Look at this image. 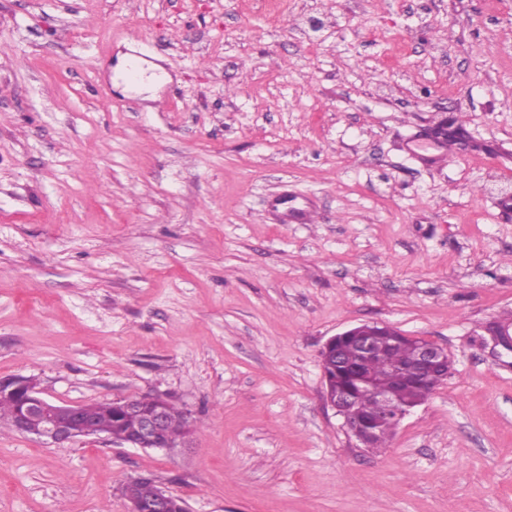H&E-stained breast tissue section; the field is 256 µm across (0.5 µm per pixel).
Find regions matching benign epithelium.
Here are the masks:
<instances>
[{
	"instance_id": "obj_1",
	"label": "benign epithelium",
	"mask_w": 512,
	"mask_h": 512,
	"mask_svg": "<svg viewBox=\"0 0 512 512\" xmlns=\"http://www.w3.org/2000/svg\"><path fill=\"white\" fill-rule=\"evenodd\" d=\"M387 337L394 345H406L413 349L415 373L421 378L424 396L400 404L392 395L357 374H349L343 368L341 349L346 343L353 345L363 358L378 354V341ZM334 358L335 376L322 372L326 399L340 415L347 430L366 448L375 444L372 422L363 418L357 407L360 390L369 391L372 399L383 406L380 417L399 425L410 411L426 400L436 388L438 378H447L452 361L448 351L419 336L395 332L392 327L372 322L347 329L331 337L324 346L321 366ZM0 395L12 398L16 403L14 426L18 433L46 444L60 447L84 438H103L124 446L159 449L172 452L186 447L188 427H174L168 417V400L159 396H141L116 400L118 411L135 422L132 433L114 432L100 425L97 418L82 404H57L42 395L35 380L14 377L0 380ZM129 512H172L174 496L161 490L150 501L144 502L126 495Z\"/></svg>"
}]
</instances>
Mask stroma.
<instances>
[{
	"label": "stroma",
	"mask_w": 512,
	"mask_h": 512,
	"mask_svg": "<svg viewBox=\"0 0 512 512\" xmlns=\"http://www.w3.org/2000/svg\"><path fill=\"white\" fill-rule=\"evenodd\" d=\"M127 54L167 80L117 88ZM447 123L455 161L410 151ZM509 185L512 0H0V379L201 424L0 431V512H128L141 476L187 512H512ZM369 322L452 359L381 448L320 359Z\"/></svg>",
	"instance_id": "35a3bbf8"
}]
</instances>
